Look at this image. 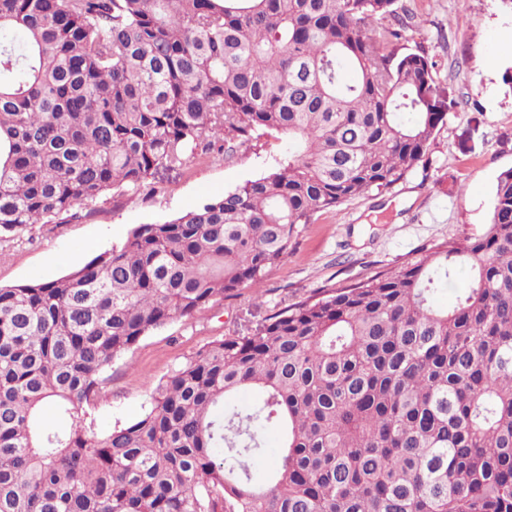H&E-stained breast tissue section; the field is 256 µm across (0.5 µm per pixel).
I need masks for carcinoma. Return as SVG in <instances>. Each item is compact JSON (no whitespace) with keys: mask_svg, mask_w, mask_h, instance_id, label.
Segmentation results:
<instances>
[{"mask_svg":"<svg viewBox=\"0 0 512 512\" xmlns=\"http://www.w3.org/2000/svg\"><path fill=\"white\" fill-rule=\"evenodd\" d=\"M395 5L0 0V237L220 141L289 144L63 278L0 287V512H512V168L482 234L209 343L135 421L94 429L115 359L260 288L299 225L424 156L457 102L427 54L376 32ZM444 278L449 309L432 302ZM243 388L262 401L224 410ZM271 428L282 451L256 485Z\"/></svg>","mask_w":512,"mask_h":512,"instance_id":"1","label":"carcinoma"}]
</instances>
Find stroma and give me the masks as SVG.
I'll return each instance as SVG.
<instances>
[{"instance_id": "35a3bbf8", "label": "stroma", "mask_w": 512, "mask_h": 512, "mask_svg": "<svg viewBox=\"0 0 512 512\" xmlns=\"http://www.w3.org/2000/svg\"><path fill=\"white\" fill-rule=\"evenodd\" d=\"M403 51L434 64L443 95L459 103L437 127L424 157L390 187L354 197L298 227L294 248L260 291L242 288L191 317L142 338L106 373L95 410L97 432L131 422L150 406L151 385L209 342L256 327L287 305L380 271H400L435 244L484 230L498 175L512 168V9L502 0H398ZM286 139L194 156L156 174L150 187L77 206L62 222L34 224L0 238V286L48 282L122 246L140 224L161 223L259 178Z\"/></svg>"}]
</instances>
